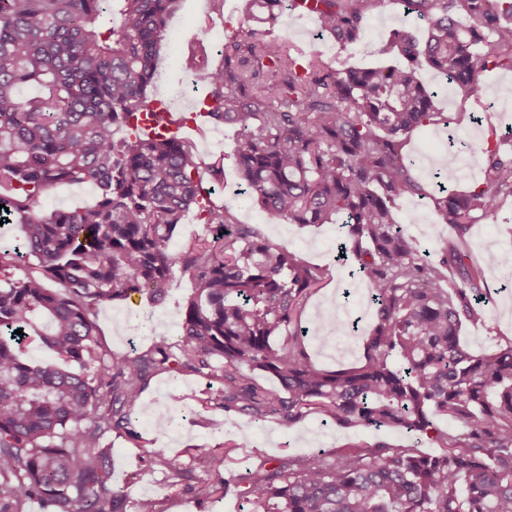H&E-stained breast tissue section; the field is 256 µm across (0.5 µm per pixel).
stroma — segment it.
I'll use <instances>...</instances> for the list:
<instances>
[{"label": "stroma", "mask_w": 512, "mask_h": 512, "mask_svg": "<svg viewBox=\"0 0 512 512\" xmlns=\"http://www.w3.org/2000/svg\"><path fill=\"white\" fill-rule=\"evenodd\" d=\"M241 0H224L223 15L213 14L210 0H179L168 30L180 35L178 45L163 43L159 53L158 73L161 83L155 85L152 96L176 105L195 99L198 87L185 69L183 58L191 48L203 22H210L212 34L225 35L237 29L242 19ZM404 28L415 38H424L427 24L408 14L402 0H383L368 16L364 39L349 50L328 36L317 33L312 18L295 17L283 9L275 27L277 34L288 37L302 48L322 51L333 64L368 65L381 61V49L389 32ZM423 82L440 93L443 112L467 109L481 114L482 121L472 135L452 126L431 125L413 132L405 151L414 161L417 175L427 181L431 194L437 193L430 183V173L454 165L458 180L454 187L463 190L481 177L482 148L503 143L512 145V70H498L481 79L475 96L466 97L447 90L443 79L433 70L420 72ZM235 127L210 122L201 133L193 135L199 159L204 164L219 163L224 168V181L210 184L211 198L224 205L240 222L257 227L274 244L288 248L303 261L341 266L342 279L327 278L310 296L301 316L303 325H311L318 312L338 308L346 323L368 327L374 313L365 280L353 272L352 261L338 262L341 231L335 224H291L269 220L266 213L238 192L235 168ZM429 198L416 197L401 201L396 220L405 231L416 238L421 249L435 251L444 246L454 234L447 225L439 223ZM477 255L512 249V198L507 199L491 216L473 225L468 233ZM483 276L488 295L482 305L483 319L465 325L462 340L473 353H482L512 345V275L496 267H484ZM193 293L192 282L182 273H174L169 291L162 303L155 304L141 293L100 308L98 327L100 341L113 352L140 353L153 342H176L185 306ZM345 350L336 353L320 349L312 339L304 345L311 359L320 367L334 371L358 365L364 359L361 339L351 331L342 332ZM208 381L197 375L174 377L159 373L152 377L139 409L144 420L135 429L142 435L141 443L128 437L106 434L103 445L112 450V481L128 490L130 502L151 497L160 501L164 512H247L246 504L229 496L212 503L195 499L182 487L170 485L166 473L143 461L144 449L162 446L181 454L189 463L196 478L210 475L209 453L221 444H236L229 466L242 471L259 462L262 457L306 459L318 451L349 450L383 442L392 446L410 447L413 438L405 430L383 427L377 430L349 427L322 422L315 415L307 416L294 428L282 429L276 422H250L244 416H225L223 411L202 406L199 397ZM418 446V445H415ZM420 452L433 454L437 448L430 442L418 446Z\"/></svg>", "instance_id": "35a3bbf8"}]
</instances>
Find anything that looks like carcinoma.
<instances>
[{
	"instance_id": "obj_1",
	"label": "carcinoma",
	"mask_w": 512,
	"mask_h": 512,
	"mask_svg": "<svg viewBox=\"0 0 512 512\" xmlns=\"http://www.w3.org/2000/svg\"><path fill=\"white\" fill-rule=\"evenodd\" d=\"M175 2L0 0V205L21 231L17 246L0 249V512H26L35 499L45 512H127L100 440L137 436L133 416L161 371L218 384L206 401L227 417L288 430L315 414L342 427L405 429L442 448L379 443L307 462L269 457L243 472L226 467L224 448L210 453V478L184 485L199 500L232 495L249 512H512V346L474 357L459 339L462 321L481 320L487 294L467 231L512 197V150L484 148L478 183L433 198L458 238L436 257L393 216L403 199L425 195L407 137L474 120L439 112L420 69L469 96L484 74L511 70L512 0H402L427 22V39L393 30L384 52L399 62L375 68H335L276 35L282 0H247L218 67L198 57L200 28L185 65L210 90L212 120L238 129L245 192L275 221L342 219L341 250L369 283L365 360L337 371L315 364L303 338L328 345L345 323L301 325L330 269L271 244L205 195L191 142L116 139L149 111ZM381 2L313 0L311 15L345 49L362 41ZM23 86L38 93L23 97ZM65 183H90L96 195L46 214L39 198ZM193 208L211 231L174 250ZM483 261L512 268V251ZM176 269L194 284L181 340L135 356L104 348L99 306L136 292L161 302ZM31 336L55 359H25ZM433 413L456 429L437 427ZM147 455L169 478H188L168 449Z\"/></svg>"
}]
</instances>
